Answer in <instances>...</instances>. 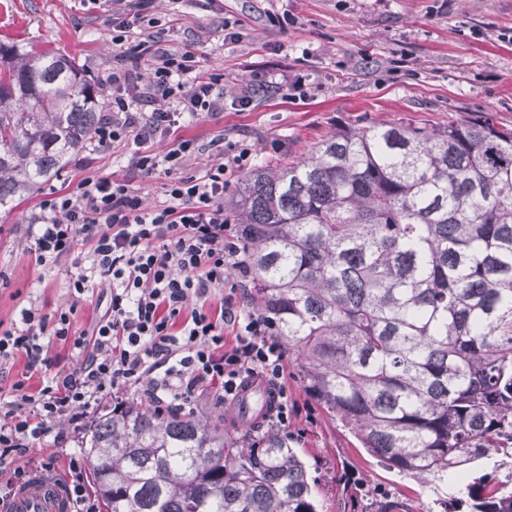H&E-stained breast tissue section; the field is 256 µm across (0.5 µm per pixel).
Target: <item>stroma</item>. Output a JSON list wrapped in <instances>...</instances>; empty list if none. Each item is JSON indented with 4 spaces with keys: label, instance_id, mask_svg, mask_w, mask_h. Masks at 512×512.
I'll return each instance as SVG.
<instances>
[{
    "label": "stroma",
    "instance_id": "1",
    "mask_svg": "<svg viewBox=\"0 0 512 512\" xmlns=\"http://www.w3.org/2000/svg\"><path fill=\"white\" fill-rule=\"evenodd\" d=\"M124 8L123 0H0V40L75 57L103 103L111 93L105 80L120 65L106 20ZM153 12L173 22L174 46L192 44L204 71L224 76L223 114L186 128L204 147L188 160L189 173L218 155L232 157L242 140L258 164L286 165L342 125H438L484 115L512 129V0H156ZM227 24L240 40L224 41ZM284 68L305 77L306 97L270 92L235 109L242 87ZM130 154L117 148L95 166L130 179L154 203L168 178L134 176ZM37 204L32 198L0 210V325L10 326L24 307L47 316L70 308L75 328L91 329L109 288L97 285L78 300L71 260L48 270L35 265ZM287 386L293 412L284 435L314 481L318 512H439V502L457 493L447 480L426 488L380 465L309 398L295 368Z\"/></svg>",
    "mask_w": 512,
    "mask_h": 512
}]
</instances>
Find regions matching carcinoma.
Here are the masks:
<instances>
[{"label":"carcinoma","mask_w":512,"mask_h":512,"mask_svg":"<svg viewBox=\"0 0 512 512\" xmlns=\"http://www.w3.org/2000/svg\"><path fill=\"white\" fill-rule=\"evenodd\" d=\"M74 57L0 41V209L92 141ZM252 299L308 395L389 469L473 475L443 512H512V131L341 126L232 202ZM105 512H318L288 439L124 400L83 432Z\"/></svg>","instance_id":"obj_1"}]
</instances>
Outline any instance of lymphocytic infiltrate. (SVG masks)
<instances>
[{
  "mask_svg": "<svg viewBox=\"0 0 512 512\" xmlns=\"http://www.w3.org/2000/svg\"><path fill=\"white\" fill-rule=\"evenodd\" d=\"M152 7L153 0H134L130 18L111 24V42L122 47L125 66L108 77L112 96L94 142L100 153L133 146L130 165L139 177L162 171L170 180L162 200L148 205L130 180L100 174L86 161L73 188L41 200L33 217L36 265L50 268L82 253L84 263L71 280L75 296L99 283L108 286L109 301L89 331L75 332L70 312L47 317L32 308L0 331V365L21 353L27 370H36L46 361L48 335L70 341L77 361L37 392L20 379L12 396L0 397V503L25 475L15 458L53 472L54 458L32 457L30 448L47 438L66 446L104 399L127 390L172 413L193 405L203 389L224 404L258 377L272 396L268 421L288 425L285 350L269 318L238 303L245 292L238 276L247 261L224 215L229 175L250 168L254 155L246 146L228 161L184 172L186 159L201 147L180 135L181 123L223 112L224 85L221 75L201 70L190 47L168 45ZM135 29L140 38L128 44ZM218 294L223 303L215 314L209 302ZM228 325L236 332L230 348Z\"/></svg>",
  "mask_w": 512,
  "mask_h": 512,
  "instance_id": "f902f5d3",
  "label": "lymphocytic infiltrate"
}]
</instances>
